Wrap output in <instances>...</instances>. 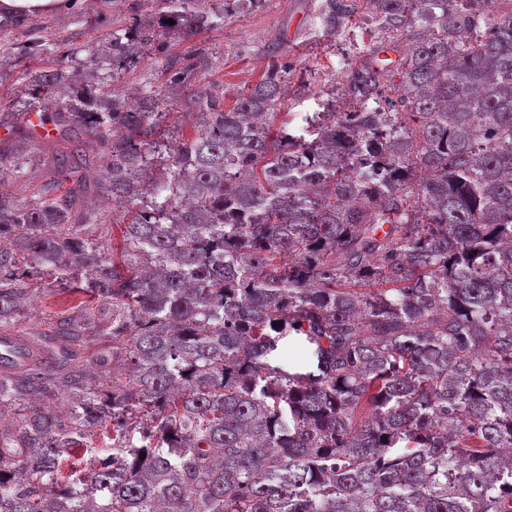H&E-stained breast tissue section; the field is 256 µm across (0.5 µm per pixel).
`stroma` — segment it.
I'll return each mask as SVG.
<instances>
[{"mask_svg":"<svg viewBox=\"0 0 512 512\" xmlns=\"http://www.w3.org/2000/svg\"><path fill=\"white\" fill-rule=\"evenodd\" d=\"M73 9L27 19L30 27L46 26L59 32H79V45L69 57L68 71L87 80L97 73L86 67L90 48L105 49L109 29L129 25L133 18L149 13L150 0H74ZM319 0H264L260 7L237 12L225 18L223 25L186 36L171 35L168 51L182 53L199 46L216 52L220 64L209 75L223 84L224 104L233 106L239 96L257 83L270 59L265 50L278 46L280 59L292 73L286 85L285 112L280 119L289 129L301 131L306 116L322 111L326 99L338 89L346 60L359 49L378 41L380 34L365 10L356 11L346 25L343 37L333 39L319 29L315 7ZM25 182L14 180L8 167L0 166V199H23L47 179L50 145L32 141ZM33 284L37 290L33 306L24 308L17 327L47 330L60 308L77 304L76 293L63 289L48 273H41Z\"/></svg>","mask_w":512,"mask_h":512,"instance_id":"35a3bbf8","label":"stroma"}]
</instances>
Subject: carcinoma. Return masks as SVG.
<instances>
[{
	"label": "carcinoma",
	"instance_id": "cac0c4a2",
	"mask_svg": "<svg viewBox=\"0 0 512 512\" xmlns=\"http://www.w3.org/2000/svg\"><path fill=\"white\" fill-rule=\"evenodd\" d=\"M246 2L155 0L108 33L112 76ZM356 2L320 0L328 36ZM491 3L365 0L410 29L398 59L367 48L340 78L353 110L300 134L277 122L285 64L227 108L203 47L124 94L83 86L37 28L5 48L55 69L22 70L32 104L4 110L37 105L66 147L38 198L0 199V330L34 269L88 299L0 362L21 415L0 512H512V9ZM174 109L194 126L171 149ZM27 160L0 143L15 180ZM91 167L131 211L110 255L85 232L104 229ZM288 337L316 370L273 361Z\"/></svg>",
	"mask_w": 512,
	"mask_h": 512
}]
</instances>
